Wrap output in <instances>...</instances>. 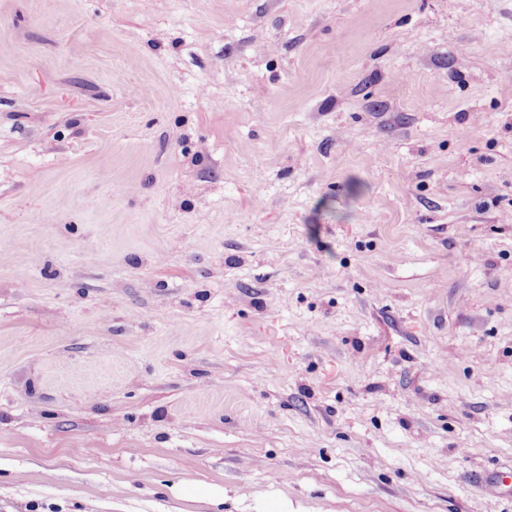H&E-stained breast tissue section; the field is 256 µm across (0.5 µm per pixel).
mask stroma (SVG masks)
<instances>
[{"label": "stroma", "mask_w": 512, "mask_h": 512, "mask_svg": "<svg viewBox=\"0 0 512 512\" xmlns=\"http://www.w3.org/2000/svg\"><path fill=\"white\" fill-rule=\"evenodd\" d=\"M512 512V0H0V512Z\"/></svg>", "instance_id": "obj_1"}]
</instances>
